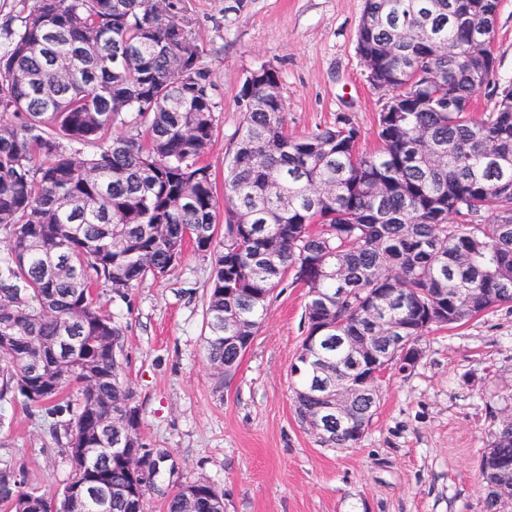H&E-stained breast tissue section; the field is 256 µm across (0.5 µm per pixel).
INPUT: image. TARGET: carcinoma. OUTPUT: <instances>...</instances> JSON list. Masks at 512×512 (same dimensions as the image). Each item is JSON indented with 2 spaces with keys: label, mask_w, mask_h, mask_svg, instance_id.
<instances>
[{
  "label": "carcinoma",
  "mask_w": 512,
  "mask_h": 512,
  "mask_svg": "<svg viewBox=\"0 0 512 512\" xmlns=\"http://www.w3.org/2000/svg\"><path fill=\"white\" fill-rule=\"evenodd\" d=\"M499 0H364L360 59L391 93L378 116L380 148L359 152L348 121L288 134L279 71L261 65L240 91L243 121L224 159V239L216 177L201 163L215 137L213 84L186 21L159 0H33L0 45V401L20 397L52 419L87 487L82 512H143L147 493L100 506L97 484H133L125 459L86 462L77 449L104 435L124 401V447H146L136 393L121 378V330L97 303L166 275L185 246L210 257L207 359L230 378L240 365L228 324L254 336L288 277L307 288L306 334L292 374L306 424L328 378L353 386L362 359L388 336H410L411 360L433 328L512 306V84L476 115L472 102L496 59L472 51ZM332 330L319 337L325 325ZM316 340L309 341L310 337ZM79 403L61 398L70 386ZM354 404L330 448L357 447L380 401ZM512 420L491 434L479 464L483 512H512ZM224 512L199 480L166 512ZM3 512H62L23 489L0 462Z\"/></svg>",
  "instance_id": "carcinoma-1"
}]
</instances>
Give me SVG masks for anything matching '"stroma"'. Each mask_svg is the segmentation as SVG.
Returning <instances> with one entry per match:
<instances>
[{
    "label": "stroma",
    "instance_id": "1",
    "mask_svg": "<svg viewBox=\"0 0 512 512\" xmlns=\"http://www.w3.org/2000/svg\"><path fill=\"white\" fill-rule=\"evenodd\" d=\"M203 50L218 108L203 158L216 178L243 114L247 72L268 64L281 76L289 133L349 120L360 152L378 150V115L388 95L373 86L356 52L364 0H175ZM498 59L474 101L490 110L512 84V0H501L492 34ZM209 256L186 247L165 277L126 297L100 291L122 331L125 377L141 406L142 434L169 458L145 512H164L180 485L205 480L224 512H482L477 469L490 434L512 416V308L422 340L414 368L390 370L360 446H324L298 421L291 367L304 337L306 290L285 281L236 373L218 377L205 353ZM0 457L27 489L62 492L72 473L51 420L22 400L4 406Z\"/></svg>",
    "mask_w": 512,
    "mask_h": 512
}]
</instances>
